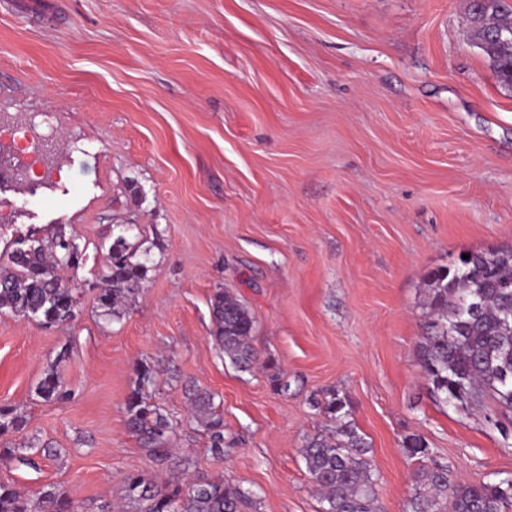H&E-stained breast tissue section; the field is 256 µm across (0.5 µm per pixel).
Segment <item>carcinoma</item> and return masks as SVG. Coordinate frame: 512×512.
<instances>
[{
    "label": "carcinoma",
    "mask_w": 512,
    "mask_h": 512,
    "mask_svg": "<svg viewBox=\"0 0 512 512\" xmlns=\"http://www.w3.org/2000/svg\"><path fill=\"white\" fill-rule=\"evenodd\" d=\"M469 40L482 51L502 86L512 89V6L507 0H470ZM135 224H114L116 231L96 301L101 315L118 318L132 302L146 277L147 259L129 242ZM84 250L60 230L44 238L19 237L15 248L0 257V314H12L42 324L72 321L78 293L62 274L79 265ZM212 337L230 364L250 372L260 364L251 344L255 319L237 297L222 288L210 298ZM427 332L418 349V365L432 385L435 399L457 411L483 407L493 400L503 413L512 412V249L471 252L452 269L433 271L426 282ZM57 354L37 384L38 397L53 402L65 397ZM147 364L137 369L135 388L126 399L131 430L143 450L155 459L171 452L175 426L165 409L144 388L153 384ZM315 406L336 430L309 439L301 453L319 496L320 512H381L376 482L366 455L368 444L352 425L351 402L332 392ZM190 418L209 438L210 449L224 455V416L213 396L196 392L190 398ZM25 415L0 404V437L23 429ZM123 499L135 512H248L255 502L241 486L223 480L175 482L157 487L131 474L123 484ZM411 512H512V474L479 483L448 485V470L434 467L417 475ZM0 512H77L66 493L47 486L28 493L0 482Z\"/></svg>",
    "instance_id": "1"
}]
</instances>
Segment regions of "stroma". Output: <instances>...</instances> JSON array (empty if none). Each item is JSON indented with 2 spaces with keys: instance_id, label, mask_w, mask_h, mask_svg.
<instances>
[{
  "instance_id": "1",
  "label": "stroma",
  "mask_w": 512,
  "mask_h": 512,
  "mask_svg": "<svg viewBox=\"0 0 512 512\" xmlns=\"http://www.w3.org/2000/svg\"><path fill=\"white\" fill-rule=\"evenodd\" d=\"M469 28V0H0V254L57 228L87 248L72 321L0 314V404L27 418L0 438L24 450L0 482L126 512L128 474L223 479L256 512H319L301 450L334 428L309 404L329 389L383 512H409L422 466L512 473L493 402L442 406L417 362L428 273L512 248V90ZM130 221L149 271L108 323L84 285ZM218 288L289 393L216 346ZM144 360L178 424L163 461L126 424ZM52 366L67 396L47 403ZM197 391L224 413L223 456L188 416ZM411 435L427 456L405 454Z\"/></svg>"
}]
</instances>
